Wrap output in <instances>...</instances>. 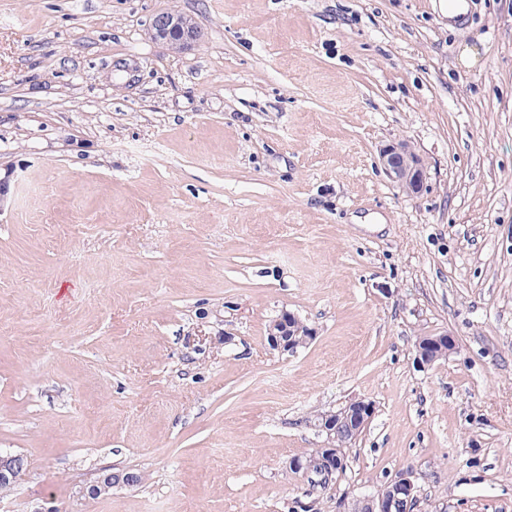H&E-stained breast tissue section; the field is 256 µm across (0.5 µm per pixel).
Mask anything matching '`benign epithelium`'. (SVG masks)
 Returning <instances> with one entry per match:
<instances>
[{
    "instance_id": "obj_1",
    "label": "benign epithelium",
    "mask_w": 512,
    "mask_h": 512,
    "mask_svg": "<svg viewBox=\"0 0 512 512\" xmlns=\"http://www.w3.org/2000/svg\"><path fill=\"white\" fill-rule=\"evenodd\" d=\"M155 38L171 46L185 50L200 38V28L192 19L169 12L157 14L151 23ZM380 163L390 179L397 182L408 192H419L425 177L420 158L403 142L385 147L380 153ZM313 340V331L297 316L283 313L274 320L268 329L270 347L281 353L293 354L298 348ZM454 348V340L447 335L427 336L417 344V361L430 365L448 356ZM373 404L365 400H354L344 408L333 412H324L316 417L315 426L326 434L328 445L320 449L313 459L294 457L289 468L296 473L308 476L312 473L325 478L342 471L344 457L334 442L344 428L362 431L373 415ZM27 468L26 458L18 453L0 451V484L14 485ZM141 483V476L135 472L104 471L89 489L92 496H100L112 490L116 485L134 487ZM416 487L407 473L396 475L386 489L367 499L370 512H392L394 500L399 495L415 499Z\"/></svg>"
}]
</instances>
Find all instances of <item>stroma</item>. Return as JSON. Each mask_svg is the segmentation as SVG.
Masks as SVG:
<instances>
[{
    "label": "stroma",
    "instance_id": "35a3bbf8",
    "mask_svg": "<svg viewBox=\"0 0 512 512\" xmlns=\"http://www.w3.org/2000/svg\"><path fill=\"white\" fill-rule=\"evenodd\" d=\"M438 4L0 0V512H353L405 471L412 512H512V0ZM355 399L343 472H292ZM156 39L165 41L168 45L185 50L200 38V28L191 18L169 12L157 14L151 23ZM380 163L390 179L408 192L418 193L425 177L420 158L406 143L385 147L380 153ZM304 331V332H303ZM313 331L297 316L284 312L274 320L268 329V341L273 350L293 354L299 347L313 340ZM454 348V340L447 335L427 336L417 344V361L422 365H430L442 358ZM26 468L27 460L23 455L0 450V484L15 485ZM140 483L141 476L135 472H110L104 470L95 484L90 487L89 494L91 496H100L107 494L116 485L134 487Z\"/></svg>",
    "mask_w": 512,
    "mask_h": 512
}]
</instances>
